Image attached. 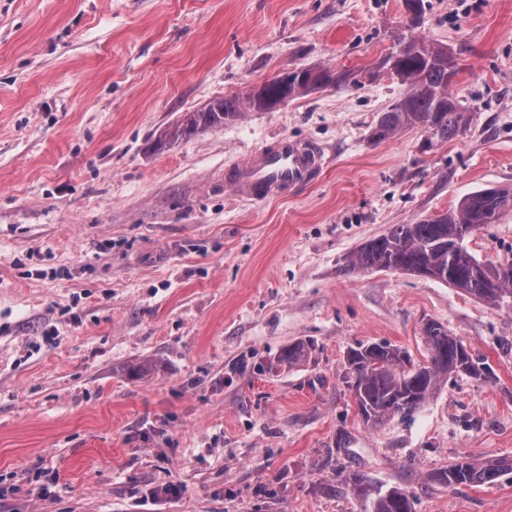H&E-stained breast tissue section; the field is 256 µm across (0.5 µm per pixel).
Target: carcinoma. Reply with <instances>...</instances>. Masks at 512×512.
<instances>
[{"mask_svg": "<svg viewBox=\"0 0 512 512\" xmlns=\"http://www.w3.org/2000/svg\"><path fill=\"white\" fill-rule=\"evenodd\" d=\"M411 42L412 51L391 54L384 62L408 90L398 103L381 113L373 138L386 140L407 126L419 125L425 129L430 147L458 136L468 125L469 116L449 93L457 68L448 51L416 38ZM350 85L346 72L292 70L278 81L251 88L245 101L254 110L268 111L319 88L341 90ZM240 111L239 97L217 98L206 110L184 116L170 136L222 124L238 117ZM506 209H512L511 187L471 192L453 210L414 224H393L385 233L366 240L346 258L345 270L396 269L445 282L493 307L512 306V262L484 265L465 245L476 229L495 223ZM424 332L430 356L428 364L422 366L412 365L405 350L385 342L361 343L348 349L347 387L366 423L376 425L389 416L415 412L448 375L484 376V368L470 348L442 324L430 322ZM314 350L311 340L293 342L282 349L276 364L297 367L309 361ZM511 469L512 462L505 459L462 457L429 474L428 480L448 487L492 485ZM342 484L361 500L364 512H413V497L400 487L386 488L355 471L345 475Z\"/></svg>", "mask_w": 512, "mask_h": 512, "instance_id": "cac0c4a2", "label": "carcinoma"}]
</instances>
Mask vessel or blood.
<instances>
[{
	"mask_svg": "<svg viewBox=\"0 0 512 512\" xmlns=\"http://www.w3.org/2000/svg\"><path fill=\"white\" fill-rule=\"evenodd\" d=\"M327 163L326 152L318 143L279 137L230 167L224 180L244 200L293 197L316 183Z\"/></svg>",
	"mask_w": 512,
	"mask_h": 512,
	"instance_id": "obj_1",
	"label": "vessel or blood"
}]
</instances>
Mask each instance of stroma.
<instances>
[{"instance_id":"obj_1","label":"stroma","mask_w":512,"mask_h":512,"mask_svg":"<svg viewBox=\"0 0 512 512\" xmlns=\"http://www.w3.org/2000/svg\"><path fill=\"white\" fill-rule=\"evenodd\" d=\"M408 22L404 0H0V512H362L334 491L342 469L414 493L415 512H512V471L426 480L512 460V307L344 268L390 225L512 187V0H428ZM409 35L448 50L470 117L428 149L418 125L371 137L406 91L381 62ZM300 68L353 84L169 138ZM281 135L322 144L328 168L290 199L236 198L225 168ZM466 245L512 261V210ZM431 321L484 377L366 424L348 348L420 365ZM301 339L311 360L275 366ZM240 111V97L217 98L209 104L206 110L190 112L189 115L184 116L179 126L169 134L176 137L180 133L186 135L195 132L200 127L219 125L224 121L234 120L240 115ZM512 469V462L505 459L481 460L461 457L447 468L428 475L433 484L455 487L459 485H493L503 472Z\"/></svg>"}]
</instances>
